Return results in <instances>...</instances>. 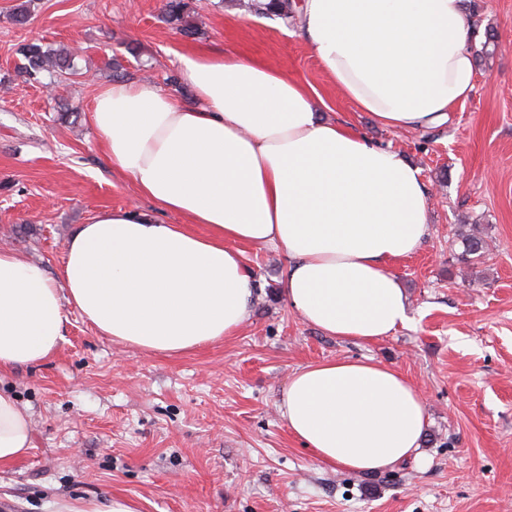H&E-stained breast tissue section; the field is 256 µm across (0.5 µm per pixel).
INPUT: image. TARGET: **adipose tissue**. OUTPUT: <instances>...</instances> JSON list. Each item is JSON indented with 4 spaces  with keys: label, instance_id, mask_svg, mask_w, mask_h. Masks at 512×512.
I'll return each instance as SVG.
<instances>
[{
    "label": "adipose tissue",
    "instance_id": "1",
    "mask_svg": "<svg viewBox=\"0 0 512 512\" xmlns=\"http://www.w3.org/2000/svg\"><path fill=\"white\" fill-rule=\"evenodd\" d=\"M299 25L332 85L380 126L441 127L474 89L465 0H303ZM179 75L193 102L115 82L91 119L112 168L181 223L100 210L68 239L55 278L0 249V373L54 355L70 308L147 352L233 335L254 299L246 244L284 251L289 306L327 335L370 342L409 323L392 266L429 235L419 169L321 119L320 95L276 68L193 53ZM278 409L320 461L352 472L416 456L428 420L411 381L370 358L297 370ZM30 446L29 416L0 391V465Z\"/></svg>",
    "mask_w": 512,
    "mask_h": 512
}]
</instances>
